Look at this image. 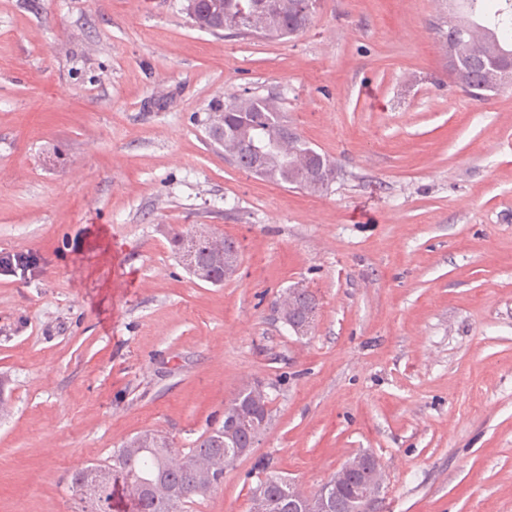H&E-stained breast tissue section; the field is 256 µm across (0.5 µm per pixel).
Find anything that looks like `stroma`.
Listing matches in <instances>:
<instances>
[{"label": "stroma", "mask_w": 512, "mask_h": 512, "mask_svg": "<svg viewBox=\"0 0 512 512\" xmlns=\"http://www.w3.org/2000/svg\"><path fill=\"white\" fill-rule=\"evenodd\" d=\"M187 0H0V512H87L70 476L157 430L176 454L262 380L272 421L183 512H249L262 466L317 491L379 458L369 512H512V83L457 89L433 0H317L282 40ZM274 99L336 165L273 184L211 144ZM232 239L193 278L168 226ZM302 285L310 335L275 302Z\"/></svg>", "instance_id": "obj_1"}]
</instances>
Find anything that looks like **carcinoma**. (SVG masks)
<instances>
[{"label": "carcinoma", "instance_id": "obj_1", "mask_svg": "<svg viewBox=\"0 0 512 512\" xmlns=\"http://www.w3.org/2000/svg\"><path fill=\"white\" fill-rule=\"evenodd\" d=\"M316 0H198L197 12L202 25L214 33L228 31L251 37L257 29L267 26L272 18L276 26L266 38L281 39L303 31L310 23ZM463 15L448 23L453 35L456 54L473 59L467 73H452L455 87L472 97H484L499 89L512 75L500 65L512 62V0H448ZM209 138L224 147L237 165L251 168L261 162L264 172L260 176L278 184L291 185L310 193H320L324 187L315 178L316 165L309 156L312 147L303 140L277 112L268 99L235 97L218 106L208 116L206 127ZM220 240L233 245L229 238H219L204 231L191 233L173 228L169 242L178 258L190 254L196 263L211 270V284L224 283V263L213 259V242ZM316 306L313 298L301 290L290 303L289 317L298 321H314ZM153 448L147 450L134 446L130 440L122 444L123 454L113 461L116 477L126 479L161 481L177 491L172 512H180L182 505L194 497H206L220 483L207 481L199 474L196 464L208 463L218 467V473L232 466L237 460L236 449L248 445L250 435L246 427L235 433L224 432L219 425L203 432L184 455L187 465L177 470H166L162 456L172 452L167 436L149 431ZM137 512H164L166 505L152 497L129 494ZM294 498L298 512H316V494H305L288 480L267 474L258 479L252 490L251 512H290L288 498Z\"/></svg>", "mask_w": 512, "mask_h": 512}]
</instances>
